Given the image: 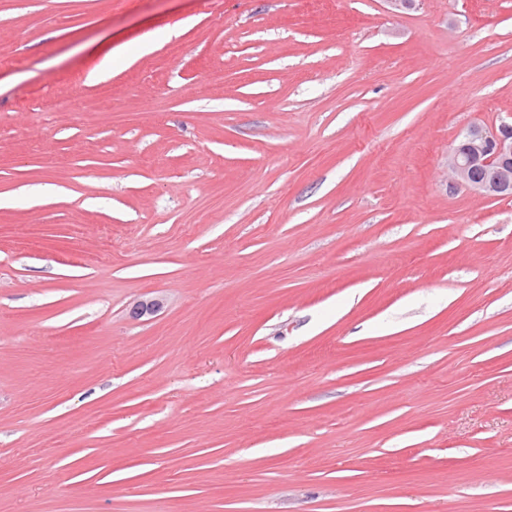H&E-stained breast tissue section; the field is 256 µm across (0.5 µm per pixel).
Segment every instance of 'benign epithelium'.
<instances>
[{
	"label": "benign epithelium",
	"mask_w": 512,
	"mask_h": 512,
	"mask_svg": "<svg viewBox=\"0 0 512 512\" xmlns=\"http://www.w3.org/2000/svg\"><path fill=\"white\" fill-rule=\"evenodd\" d=\"M455 181L484 197L512 196V123L493 130L471 126L448 153Z\"/></svg>",
	"instance_id": "benign-epithelium-1"
}]
</instances>
